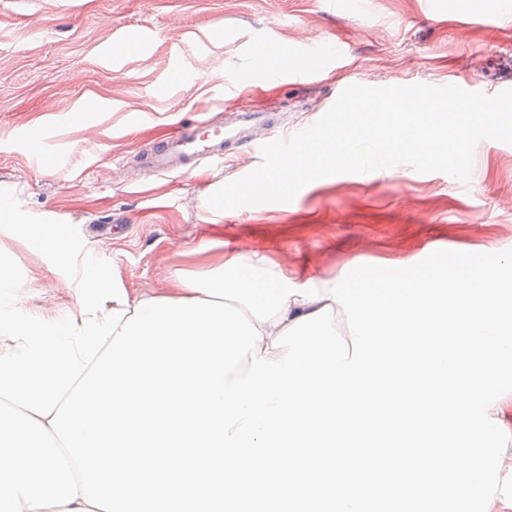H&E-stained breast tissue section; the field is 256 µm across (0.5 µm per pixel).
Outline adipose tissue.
Listing matches in <instances>:
<instances>
[{
    "label": "adipose tissue",
    "mask_w": 512,
    "mask_h": 512,
    "mask_svg": "<svg viewBox=\"0 0 512 512\" xmlns=\"http://www.w3.org/2000/svg\"><path fill=\"white\" fill-rule=\"evenodd\" d=\"M197 256L200 272L192 276L174 275L169 288L160 290V297L214 300L242 309L263 336L258 344L262 355L273 360L281 359L285 350L273 347L276 336L299 318L328 305L334 308L336 331L341 336H348L344 309L334 305L333 297L323 283L291 287L287 268L265 257L257 260L227 257L207 246L200 248Z\"/></svg>",
    "instance_id": "adipose-tissue-1"
}]
</instances>
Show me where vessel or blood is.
<instances>
[{"mask_svg":"<svg viewBox=\"0 0 512 512\" xmlns=\"http://www.w3.org/2000/svg\"><path fill=\"white\" fill-rule=\"evenodd\" d=\"M306 53L311 64L299 71L298 76L303 80L314 78L321 69L341 65L347 57L346 48L337 45L312 46ZM257 126L264 127L268 133H276L280 124L275 109L244 110L226 118L215 116L190 126H181L139 158L136 175L146 179L172 173L204 159H223L226 146L250 140L251 131Z\"/></svg>","mask_w":512,"mask_h":512,"instance_id":"b4317fda","label":"vessel or blood"}]
</instances>
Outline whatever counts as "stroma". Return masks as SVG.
<instances>
[{
  "instance_id": "stroma-1",
  "label": "stroma",
  "mask_w": 512,
  "mask_h": 512,
  "mask_svg": "<svg viewBox=\"0 0 512 512\" xmlns=\"http://www.w3.org/2000/svg\"><path fill=\"white\" fill-rule=\"evenodd\" d=\"M343 43L344 67L295 81L309 43ZM120 45L112 56V45ZM512 78V16L494 0H0V189L33 215L70 223L127 288L196 272L201 243L287 263L296 285L361 265L409 267L437 250L512 249V144L484 140L468 182L399 164L343 173L276 203L216 211L207 197L261 161L227 151L184 175L134 181L133 160L176 126L234 110L282 109L289 134L332 107L339 86L442 82L484 91ZM0 250L24 275L25 304L56 313L74 282L21 238Z\"/></svg>"
}]
</instances>
